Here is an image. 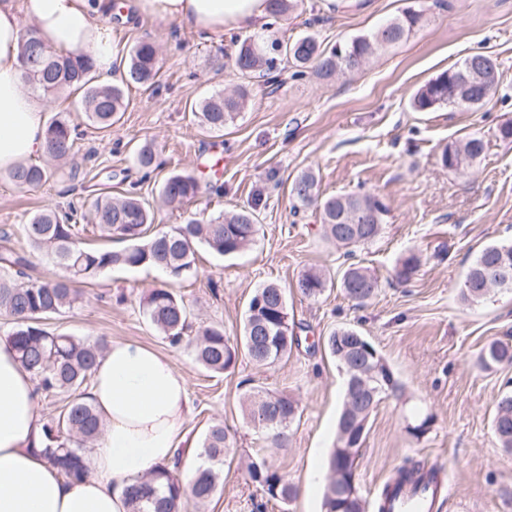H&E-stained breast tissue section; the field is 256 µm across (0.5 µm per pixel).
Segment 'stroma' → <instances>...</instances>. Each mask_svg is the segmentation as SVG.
Here are the masks:
<instances>
[{"label":"stroma","instance_id":"obj_1","mask_svg":"<svg viewBox=\"0 0 512 512\" xmlns=\"http://www.w3.org/2000/svg\"><path fill=\"white\" fill-rule=\"evenodd\" d=\"M447 3L427 11L420 29L375 53L361 70L297 77L287 66L276 85L254 83L246 107L220 135L202 128L188 105L236 87L230 35L204 39L177 22L149 18L113 24L116 61L128 58L139 41L156 42L159 89L152 93L126 83L127 107L107 132L84 123L74 97H48V115L79 126L72 160L36 192L21 191L0 176V247L17 241L35 210L86 208L100 191L120 192L133 151L145 141L156 145L166 171H189L202 184L214 179L224 186L222 196L205 193L180 207L161 201V179L153 177L140 195L155 210L154 230L190 216L206 221L242 208L255 212L260 231L254 244L223 258L199 248L194 272L178 283L192 325L218 324L225 336H239L253 292L274 282L287 289L289 312L316 348L293 347L287 358L267 366L242 355L227 372H207L188 346L171 347L145 320L139 299L165 280L148 268L106 270L84 286L73 309L47 322L58 333L137 343L171 356L188 379V435L201 437L215 422L227 427L232 450L219 491L205 510L188 500L182 512H257L260 502L264 512H323L344 376L318 340L345 326L368 338L404 386L400 401H384L373 412L356 460L357 487L366 503L413 459L443 466L452 484V498L440 500L437 512H512V453L500 447L492 429L496 402L512 389V366L485 369L477 363L491 342L512 343V292L497 291L474 304L460 296L477 252L512 240V143L497 136L498 126L512 119V0ZM412 4L353 0L328 15L321 0H300L285 19L258 25L251 35L269 41L309 32L329 49L376 30ZM474 53L499 65L500 82L487 105L471 111L411 108L419 87ZM468 134L483 137V156L464 171L444 169L443 147ZM307 169L316 173L323 195L372 193L388 208L381 237L358 253L380 280L364 307H355L336 285L315 301L294 286L308 268L323 270L334 282L345 268L343 248L323 238L314 213H292L288 186ZM409 252L420 256L421 266L401 284L391 272ZM252 387L284 390L298 400L287 447H271L247 424L242 398ZM427 416L428 433L412 439L407 424ZM252 457L272 461L296 486L288 509L265 502L249 483L246 464Z\"/></svg>","mask_w":512,"mask_h":512}]
</instances>
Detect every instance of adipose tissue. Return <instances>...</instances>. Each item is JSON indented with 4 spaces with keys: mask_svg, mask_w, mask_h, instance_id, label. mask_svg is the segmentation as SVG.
Segmentation results:
<instances>
[{
    "mask_svg": "<svg viewBox=\"0 0 512 512\" xmlns=\"http://www.w3.org/2000/svg\"><path fill=\"white\" fill-rule=\"evenodd\" d=\"M146 17L176 20L207 37L249 31L269 17L267 0H129ZM62 53H86L101 80L112 78L108 0H0V172L42 154L45 107L21 86L22 19ZM104 423L88 456L90 476L72 483L40 453L43 422L35 384L0 340V512H127L124 489L151 468L191 451L186 378L172 359L126 341L111 342L88 392Z\"/></svg>",
    "mask_w": 512,
    "mask_h": 512,
    "instance_id": "obj_1",
    "label": "adipose tissue"
}]
</instances>
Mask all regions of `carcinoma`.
I'll list each match as a JSON object with an SVG mask.
<instances>
[{
	"instance_id": "1",
	"label": "carcinoma",
	"mask_w": 512,
	"mask_h": 512,
	"mask_svg": "<svg viewBox=\"0 0 512 512\" xmlns=\"http://www.w3.org/2000/svg\"><path fill=\"white\" fill-rule=\"evenodd\" d=\"M425 12L422 4L410 6L377 31L350 38L329 51L321 48L311 34L299 35L287 42L275 38L268 45L246 38L238 43L232 58V70L242 83L231 94L218 91L201 99L192 106V111L208 130L221 132L242 111L251 95L253 78L258 76L267 83L276 81L278 59L295 67L297 76L309 69L323 77L352 73L358 69L360 60L401 42L419 29ZM20 59L25 83L45 95L68 91L80 96L78 111L96 128H111L118 114L124 111L123 86L98 83L92 75L91 57L56 53L40 41L35 31L26 30L20 40ZM470 60L485 73V80L467 88L468 103L455 105L448 101V71L465 73ZM450 70L441 72L417 90L411 100L414 111L477 108L493 94L500 78L496 61L482 53L468 56ZM126 73L130 81L147 90L157 88L159 62L154 42L140 41L132 48L126 61ZM77 139V126L68 118H51L45 131L44 163L20 165L9 172L10 180L23 191L42 187L54 176L50 163L69 158ZM460 144L465 147L463 154L458 153L455 143L447 145L441 153L442 166L452 172L458 166L471 165L485 151L483 137L476 134L464 137ZM134 165L141 177L130 183V190L119 196L99 193L92 210L100 236L116 237L126 242L124 248L108 250L82 246L77 240L76 223L83 214L70 204L65 210L46 207L21 225L22 238L30 251L52 259L64 271L62 277L35 278L27 273L31 263L24 251L14 248L0 251V268L14 271V276L0 278V314L11 321L5 340L11 343L21 365L36 380L37 392L64 394L68 399L58 414L43 424L42 455L64 478L75 482L90 474L84 455L85 444L98 440L103 433V424L87 400L84 385L91 379L92 370L106 349V341L90 342L51 332L44 327V320L75 307L81 299L76 285L95 279L108 268L153 267L165 273L167 282L142 296L139 307L162 339L177 347L186 341L191 323L190 311L175 285L193 273L197 248L205 246L221 257L236 255L252 245L259 234L254 213L246 209L207 222L189 218L167 231L150 233L155 212L139 196L136 187L161 168L155 147L148 142L140 144L134 151ZM200 191V180L194 173L178 171L163 180L160 195L167 204H184L195 199ZM289 193L294 211L315 207L324 237L347 249L349 256L382 234L388 208L374 195L322 196L311 171L295 177ZM420 264V257L410 253L399 259L394 277L401 282L408 281ZM504 265L512 267V241L481 248L466 273L461 299L467 303L486 299L490 295V290L485 288L486 281L497 277ZM327 286L326 274L318 269L302 272L296 283V288L309 299L321 296ZM379 287L378 277L357 263L349 264L340 278V288L357 306L375 297ZM295 327L289 320L285 289L268 283L257 288L250 298L239 339L233 342L224 335L223 327L210 325L199 329L189 343L193 345L197 364L209 372L222 374L235 366L241 351L259 365H272L288 357L299 342ZM362 340L366 337L352 327L336 329L325 340L329 354L344 371L346 384L336 438L328 459L323 512H365V502L355 481V461L367 432L365 423L382 399H398L404 391L378 350L364 355L360 347ZM478 362L484 368L512 365V346L492 342L480 352ZM245 401L248 422L274 446L283 447L285 430L299 413L297 400L284 391L253 389ZM493 431L501 448L512 452V392L503 393L497 401ZM229 449L224 425L210 426L200 442L202 463L192 472L190 482H183L180 462H175L172 468L160 465L125 489L128 512H178L188 496L199 505L207 503L219 489L221 467ZM246 471L249 481L267 500L286 506L295 498V486L266 458L250 461ZM422 480L439 484L442 481L440 470L419 463L399 467L382 490L378 512H387V503L397 488Z\"/></svg>"
}]
</instances>
